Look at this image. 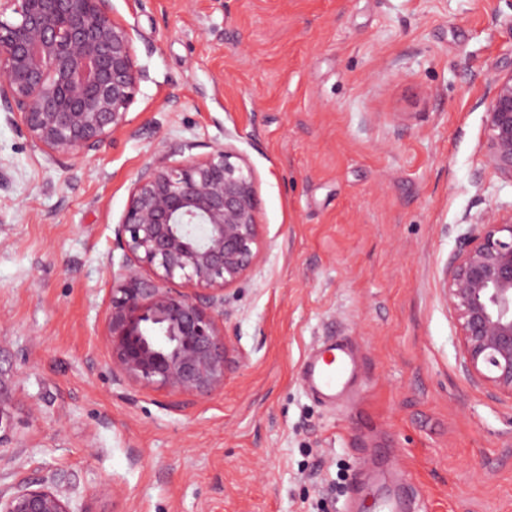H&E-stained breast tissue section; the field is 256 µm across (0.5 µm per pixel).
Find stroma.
Returning <instances> with one entry per match:
<instances>
[{
  "instance_id": "stroma-1",
  "label": "stroma",
  "mask_w": 512,
  "mask_h": 512,
  "mask_svg": "<svg viewBox=\"0 0 512 512\" xmlns=\"http://www.w3.org/2000/svg\"><path fill=\"white\" fill-rule=\"evenodd\" d=\"M497 0H112L146 71L128 126L52 160L0 111V491L75 512H349L383 458L420 512H512V397L464 369L444 269L464 215L512 202L483 161ZM255 171L263 248L224 331L243 357L191 398L113 384L115 228L158 152ZM344 337L356 402L305 390ZM34 486H37L34 488ZM1 512H75L71 500L58 487L41 480L0 493Z\"/></svg>"
}]
</instances>
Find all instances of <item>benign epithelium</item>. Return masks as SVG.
Instances as JSON below:
<instances>
[{
  "label": "benign epithelium",
  "instance_id": "benign-epithelium-1",
  "mask_svg": "<svg viewBox=\"0 0 512 512\" xmlns=\"http://www.w3.org/2000/svg\"><path fill=\"white\" fill-rule=\"evenodd\" d=\"M491 70L479 102L484 162L512 184V59ZM145 78L111 0H0V102L33 147L55 158L97 149L129 124ZM172 156L160 152L141 169L116 225L124 260L103 339L116 383L195 397L224 390L242 358L224 334L225 304L261 256L257 176L226 145ZM462 222L470 229L446 264L444 298L468 375L512 396V206ZM0 512L75 510L41 480L1 492Z\"/></svg>",
  "mask_w": 512,
  "mask_h": 512
}]
</instances>
